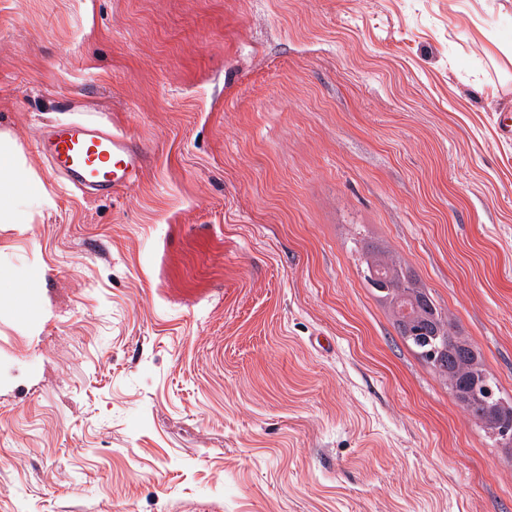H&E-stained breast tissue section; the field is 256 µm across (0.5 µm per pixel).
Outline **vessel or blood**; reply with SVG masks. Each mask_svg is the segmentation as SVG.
Returning <instances> with one entry per match:
<instances>
[{
    "instance_id": "b4317fda",
    "label": "vessel or blood",
    "mask_w": 512,
    "mask_h": 512,
    "mask_svg": "<svg viewBox=\"0 0 512 512\" xmlns=\"http://www.w3.org/2000/svg\"><path fill=\"white\" fill-rule=\"evenodd\" d=\"M51 170L81 191L116 192L137 183L145 155L125 134L92 122L54 128L38 143Z\"/></svg>"
}]
</instances>
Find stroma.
Masks as SVG:
<instances>
[{
    "label": "stroma",
    "mask_w": 512,
    "mask_h": 512,
    "mask_svg": "<svg viewBox=\"0 0 512 512\" xmlns=\"http://www.w3.org/2000/svg\"><path fill=\"white\" fill-rule=\"evenodd\" d=\"M512 0H0V512H512V446L396 332L366 239L512 401ZM149 155L83 195L37 150ZM38 149L55 174L95 194L129 188L145 168V155L130 138L92 122L54 128ZM16 147L0 137V224H17L16 206L25 200L48 202L42 183L16 159Z\"/></svg>",
    "instance_id": "1"
}]
</instances>
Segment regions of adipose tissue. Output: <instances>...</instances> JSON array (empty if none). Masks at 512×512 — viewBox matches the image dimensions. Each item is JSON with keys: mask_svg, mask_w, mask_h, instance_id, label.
<instances>
[{"mask_svg": "<svg viewBox=\"0 0 512 512\" xmlns=\"http://www.w3.org/2000/svg\"><path fill=\"white\" fill-rule=\"evenodd\" d=\"M47 199L42 183L17 161L12 142L0 137V224L16 223V207L20 202Z\"/></svg>", "mask_w": 512, "mask_h": 512, "instance_id": "obj_1", "label": "adipose tissue"}]
</instances>
